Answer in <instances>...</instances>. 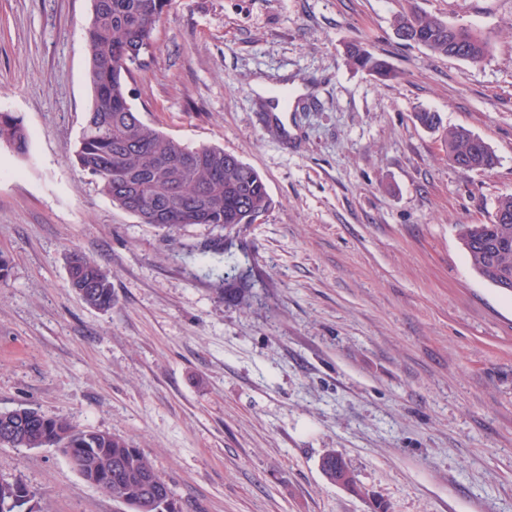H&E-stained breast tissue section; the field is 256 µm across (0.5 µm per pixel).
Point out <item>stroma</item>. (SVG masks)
Listing matches in <instances>:
<instances>
[{"instance_id": "1", "label": "stroma", "mask_w": 512, "mask_h": 512, "mask_svg": "<svg viewBox=\"0 0 512 512\" xmlns=\"http://www.w3.org/2000/svg\"><path fill=\"white\" fill-rule=\"evenodd\" d=\"M91 0H0V412L124 436L183 512H512V294L459 239L512 194V0H176L128 80L141 119L263 177L253 224L173 232L114 206L69 158L93 99ZM418 12L485 34L478 62L401 41ZM362 43L395 79L357 69ZM439 113L438 130L416 112ZM497 163L462 171L448 131ZM112 280L111 310L67 257ZM249 262L232 290L201 254ZM336 451L354 484L331 482ZM40 512H123L52 448H1ZM30 133L22 116L13 112H0V145L5 144L19 155H26ZM67 285L91 308L108 311L113 305L110 276L93 259L74 251L67 263Z\"/></svg>"}]
</instances>
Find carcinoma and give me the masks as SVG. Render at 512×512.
Segmentation results:
<instances>
[{
  "label": "carcinoma",
  "instance_id": "carcinoma-1",
  "mask_svg": "<svg viewBox=\"0 0 512 512\" xmlns=\"http://www.w3.org/2000/svg\"><path fill=\"white\" fill-rule=\"evenodd\" d=\"M174 0H92L86 28L87 77L93 90L91 108L84 117L78 141L69 149L82 174L95 181L113 205L137 216L144 224L172 231L184 224H243L258 219L270 206L267 187L259 173L237 156L215 146H188L142 121L129 102L127 77L151 48L159 20ZM396 30L433 54L450 56L448 23L418 14L401 15ZM461 56L476 62L489 52L480 33L460 28ZM349 60L382 80L396 77L393 68L367 49L348 47ZM30 133L22 116L0 112V145L19 155L29 148ZM448 160L470 171L489 169L496 157L486 143H477L464 129L448 132ZM459 237L472 267L493 284L512 278V195L502 197L489 224H461ZM247 264H225L216 275L245 280ZM67 285L91 308L112 309L110 276L93 259L74 251L67 263ZM26 428L0 447L56 448L68 461L82 458L76 471L90 484L129 512H179L169 483L156 471L146 453L127 439L96 429H75L61 416L47 417L20 407L12 410ZM322 470L334 481L354 483L336 452L322 459ZM38 492L21 480L0 482V512H37Z\"/></svg>",
  "mask_w": 512,
  "mask_h": 512
}]
</instances>
